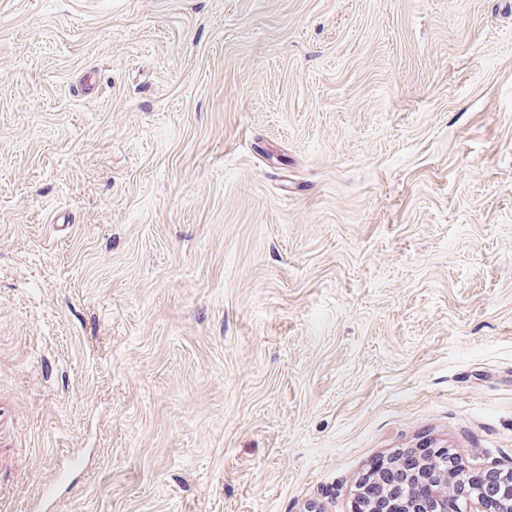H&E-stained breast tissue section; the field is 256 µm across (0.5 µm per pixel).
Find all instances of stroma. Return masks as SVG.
Segmentation results:
<instances>
[{"instance_id": "35a3bbf8", "label": "stroma", "mask_w": 512, "mask_h": 512, "mask_svg": "<svg viewBox=\"0 0 512 512\" xmlns=\"http://www.w3.org/2000/svg\"><path fill=\"white\" fill-rule=\"evenodd\" d=\"M420 448L512 470V0H0V512Z\"/></svg>"}]
</instances>
